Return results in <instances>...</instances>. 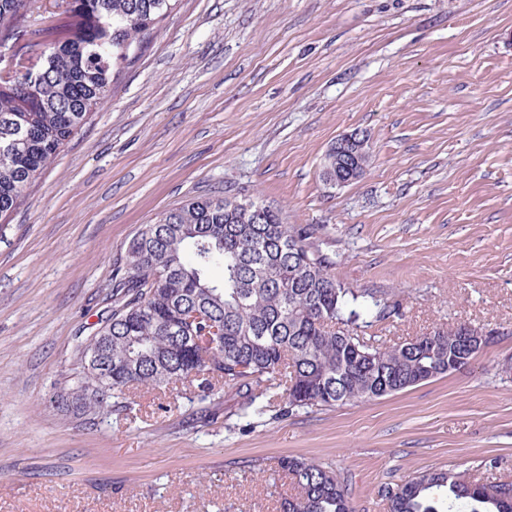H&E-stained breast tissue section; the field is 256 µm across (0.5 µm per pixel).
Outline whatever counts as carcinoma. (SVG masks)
I'll return each instance as SVG.
<instances>
[{
	"label": "carcinoma",
	"instance_id": "obj_1",
	"mask_svg": "<svg viewBox=\"0 0 512 512\" xmlns=\"http://www.w3.org/2000/svg\"><path fill=\"white\" fill-rule=\"evenodd\" d=\"M179 0H60L77 20L38 65L0 87V217L91 120L123 69L143 53ZM37 0H0V41L36 21ZM323 178L345 183L356 169L325 154ZM314 229L279 211L214 191L144 225L112 277V309L79 350L81 371L61 408L87 417L139 389L232 390L245 414H260L255 389L288 407H332L390 395L456 370L470 337L460 329L386 346L357 329L390 316L388 305L344 287L335 261L310 243ZM220 266L223 277H211ZM224 327V345L204 346ZM297 495L283 512H352L344 481L321 464L281 463ZM389 512H512V481L478 482L435 469L384 490Z\"/></svg>",
	"mask_w": 512,
	"mask_h": 512
}]
</instances>
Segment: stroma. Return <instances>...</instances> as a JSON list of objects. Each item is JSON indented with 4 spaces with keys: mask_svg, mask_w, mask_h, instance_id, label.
Segmentation results:
<instances>
[{
    "mask_svg": "<svg viewBox=\"0 0 512 512\" xmlns=\"http://www.w3.org/2000/svg\"><path fill=\"white\" fill-rule=\"evenodd\" d=\"M369 163L322 178L343 134ZM224 189L313 226L393 346L467 322L471 364L379 399L245 415L227 391L61 413L142 225ZM512 0H181L0 230V512H279L298 458L354 512L435 469L512 481ZM367 137V144L365 146L363 140H361V134L358 131H354L351 133H346L341 135L339 138L336 139V142L334 143L331 148H334L336 146V150H332L325 154L324 160H323V178L328 183L334 182L336 184V187L339 186L336 180H340L345 183L351 182V180L356 178V168L347 169L344 166L339 165L340 163H343V160L348 155V153H351L354 156H357L356 162L358 164L362 163L359 162L358 156L361 155L360 148L364 147L365 153L367 155V160H369V153H368V135ZM330 148V149H331ZM353 149V152H350ZM329 149V150H330ZM336 165L338 166L336 168Z\"/></svg>",
    "mask_w": 512,
    "mask_h": 512,
    "instance_id": "obj_1",
    "label": "stroma"
}]
</instances>
